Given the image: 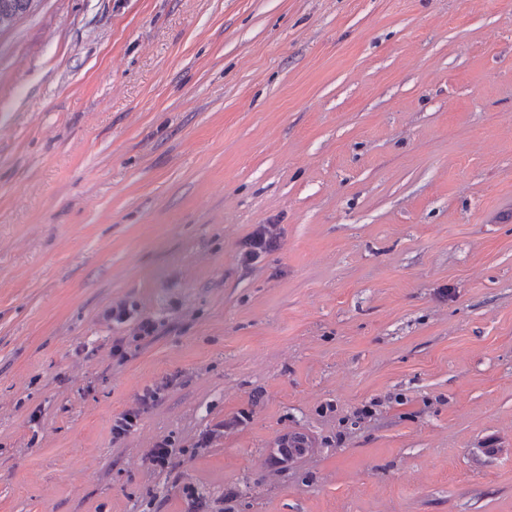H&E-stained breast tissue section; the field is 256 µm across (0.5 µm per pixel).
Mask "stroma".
Here are the masks:
<instances>
[{
	"instance_id": "1",
	"label": "stroma",
	"mask_w": 512,
	"mask_h": 512,
	"mask_svg": "<svg viewBox=\"0 0 512 512\" xmlns=\"http://www.w3.org/2000/svg\"><path fill=\"white\" fill-rule=\"evenodd\" d=\"M121 300L159 329L119 366ZM178 474L231 512H512V0H39L0 32V512H183ZM280 233L276 224H257L247 235L239 252V261L249 265L261 256L274 251L279 246ZM172 385L173 380L166 379L145 388L133 404L112 418V439L120 441L136 434L141 428L144 414L161 401L164 392ZM246 420H247V417L244 414L239 413L237 415H234L228 421L221 420V421L216 422L210 429L206 430L199 436V439L195 443L196 447L209 448L210 445L215 440H217L218 438L224 437V432H226V430H230L235 427L242 426V425H244ZM276 447V450L264 461V465L268 468H282L288 465V462L292 461L295 456L301 454L303 448H308L307 440L304 437L288 434L278 439ZM175 457L174 443L169 438L163 437L153 441L145 460L154 471L171 474L176 470Z\"/></svg>"
}]
</instances>
